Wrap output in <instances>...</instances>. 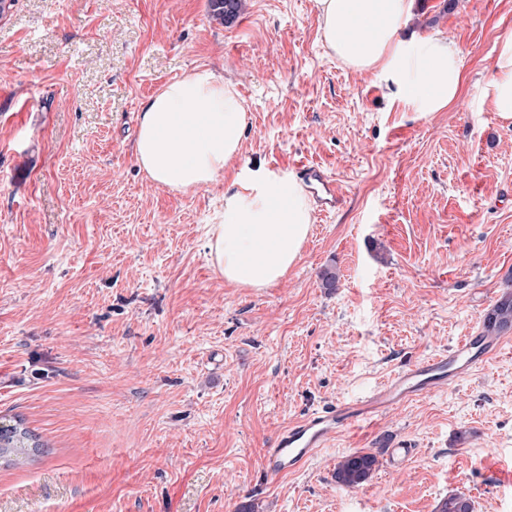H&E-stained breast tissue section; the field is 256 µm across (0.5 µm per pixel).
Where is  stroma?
I'll return each instance as SVG.
<instances>
[{
  "label": "stroma",
  "instance_id": "stroma-1",
  "mask_svg": "<svg viewBox=\"0 0 512 512\" xmlns=\"http://www.w3.org/2000/svg\"><path fill=\"white\" fill-rule=\"evenodd\" d=\"M415 0L409 41L463 59L428 115L330 55L313 0H14L0 16V422L40 444L0 461V512H512V340L469 375L367 418L302 470L261 458L309 411L448 350L512 289V121L480 101L512 0ZM210 69L247 106L221 182L154 183L143 104ZM327 170L344 189L287 275L226 282L208 257L224 186ZM335 267L334 290L321 271ZM416 453L362 486L336 465ZM412 443L406 440L390 442L385 448L387 465L390 469L402 467L415 454Z\"/></svg>",
  "mask_w": 512,
  "mask_h": 512
}]
</instances>
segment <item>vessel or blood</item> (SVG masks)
Masks as SVG:
<instances>
[{
	"mask_svg": "<svg viewBox=\"0 0 512 512\" xmlns=\"http://www.w3.org/2000/svg\"><path fill=\"white\" fill-rule=\"evenodd\" d=\"M297 174L303 183L320 185L323 191L319 199L320 209L332 212L342 198L335 178L322 168L310 165L298 167ZM500 345V340L487 335L484 329L470 330L448 353L407 365L365 397L325 406L307 414L277 434L273 446L266 449L261 459L263 471L272 477L298 472L327 446L337 432L380 410L461 379L484 364ZM414 453L413 445L408 441L390 442L385 448L387 465L392 469L400 468Z\"/></svg>",
	"mask_w": 512,
	"mask_h": 512,
	"instance_id": "vessel-or-blood-1",
	"label": "vessel or blood"
}]
</instances>
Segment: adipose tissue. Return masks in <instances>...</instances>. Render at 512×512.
Instances as JSON below:
<instances>
[{
  "mask_svg": "<svg viewBox=\"0 0 512 512\" xmlns=\"http://www.w3.org/2000/svg\"><path fill=\"white\" fill-rule=\"evenodd\" d=\"M327 51L358 72L379 74L394 99L415 111L448 108L463 79L461 52L435 33L417 43L400 32L415 0H314ZM482 98L512 120V35L500 40L496 70ZM247 124L243 99L223 76L194 70L145 103L134 145L151 180L186 192L222 181L241 154ZM310 203L287 175L255 171L224 189V221L212 225L211 260L228 283L266 288L287 275L311 230Z\"/></svg>",
  "mask_w": 512,
  "mask_h": 512,
  "instance_id": "obj_1",
  "label": "adipose tissue"
}]
</instances>
